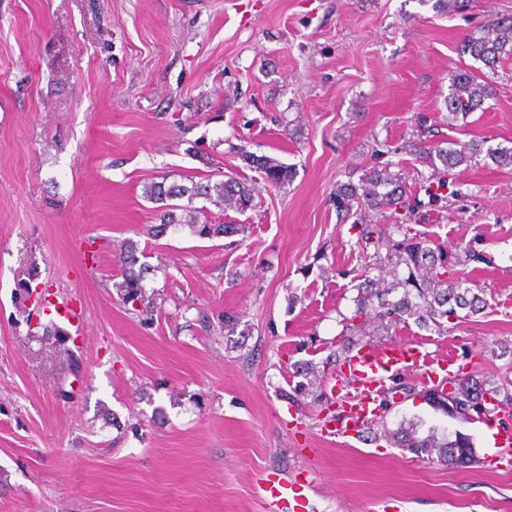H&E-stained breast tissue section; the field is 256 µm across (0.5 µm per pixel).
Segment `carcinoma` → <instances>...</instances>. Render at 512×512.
Segmentation results:
<instances>
[{
	"label": "carcinoma",
	"instance_id": "cac0c4a2",
	"mask_svg": "<svg viewBox=\"0 0 512 512\" xmlns=\"http://www.w3.org/2000/svg\"><path fill=\"white\" fill-rule=\"evenodd\" d=\"M462 53L489 70H496L503 59L512 57V17L495 18L470 34L464 41ZM482 77L478 69L453 75L446 101L450 115L466 117L483 109L485 102L492 98V91ZM483 145L484 142L473 140L447 146L438 143L431 147L427 160L433 169H443L445 175L483 151L499 164L512 165V148L485 149ZM241 156L250 167L263 174L271 186L283 187L293 179V167L273 157L254 155L245 150ZM405 194L406 186L401 177L385 166L369 171L357 185L337 186L334 200L338 211L348 213L355 206L366 210L398 205ZM145 197L162 203L160 224L155 226L153 234L159 235L168 226L180 225L189 227L200 238H211L236 233L241 227L209 222L206 207L195 206L194 200L201 198L218 208L244 213L253 207L255 192L248 182L229 176L215 183L193 180L187 184L153 182L146 186ZM182 199L186 203H180ZM137 252V244L130 240L120 247L122 281L117 283V288L127 303L143 300L144 281L150 271L148 265L138 264ZM386 260L394 264L393 280L383 286L381 279L364 275V280L357 286L354 314L344 318L350 334L366 335L365 327L372 322L383 324L396 319L403 322L412 319L420 327L441 335L447 332L450 320L464 319L480 310L482 299L466 281L453 276L448 254L441 248H433L422 239L405 238L396 244L394 251L388 252ZM39 276L36 264L21 266L14 281L16 304L22 307L31 299L40 285ZM70 339L71 336L53 322L43 327V336L39 337V340L50 341L63 350ZM448 384L453 387L452 391L429 389L425 399L450 418L470 421L467 412L486 398L498 405L512 404V390L506 385L489 387L483 381L463 378L450 379ZM391 437L397 447L417 456L434 454L438 462L448 466L466 464L474 454L472 439L460 432L452 438L440 437L433 431L421 437L418 424L411 423L391 433Z\"/></svg>",
	"mask_w": 512,
	"mask_h": 512
}]
</instances>
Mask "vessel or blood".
Here are the masks:
<instances>
[{
  "label": "vessel or blood",
  "instance_id": "b4317fda",
  "mask_svg": "<svg viewBox=\"0 0 512 512\" xmlns=\"http://www.w3.org/2000/svg\"><path fill=\"white\" fill-rule=\"evenodd\" d=\"M446 356H430L422 346L394 344L383 349L356 353L341 367V382L349 389V398L342 402L336 418L325 420L321 427L324 439L360 438L384 415L383 400L389 392L388 381L395 374L409 369L419 370L424 381L444 383ZM268 491L272 498H295L303 512L307 501L301 500L294 482L279 479Z\"/></svg>",
  "mask_w": 512,
  "mask_h": 512
}]
</instances>
